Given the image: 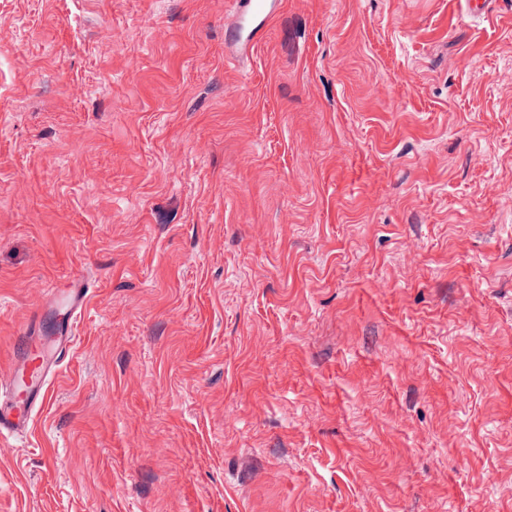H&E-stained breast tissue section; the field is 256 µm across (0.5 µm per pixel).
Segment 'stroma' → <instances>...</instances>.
I'll list each match as a JSON object with an SVG mask.
<instances>
[{"instance_id": "1", "label": "stroma", "mask_w": 512, "mask_h": 512, "mask_svg": "<svg viewBox=\"0 0 512 512\" xmlns=\"http://www.w3.org/2000/svg\"><path fill=\"white\" fill-rule=\"evenodd\" d=\"M0 0V374L94 291L0 512H512V0ZM281 0H238L224 26V45L237 58L248 57L264 40L269 22L279 14Z\"/></svg>"}]
</instances>
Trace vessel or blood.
Listing matches in <instances>:
<instances>
[{"instance_id":"vessel-or-blood-1","label":"vessel or blood","mask_w":512,"mask_h":512,"mask_svg":"<svg viewBox=\"0 0 512 512\" xmlns=\"http://www.w3.org/2000/svg\"><path fill=\"white\" fill-rule=\"evenodd\" d=\"M282 0H237L231 20L224 26V44L232 54L244 58L264 40L269 22L279 14ZM88 283L70 282L64 293H51V306H64V318L53 346L31 337L9 373L0 376V435L27 429L41 407L49 375L61 365L60 357L73 344L74 321L88 302Z\"/></svg>"}]
</instances>
